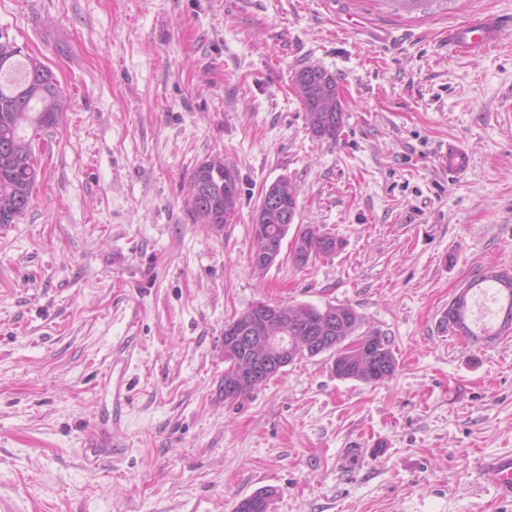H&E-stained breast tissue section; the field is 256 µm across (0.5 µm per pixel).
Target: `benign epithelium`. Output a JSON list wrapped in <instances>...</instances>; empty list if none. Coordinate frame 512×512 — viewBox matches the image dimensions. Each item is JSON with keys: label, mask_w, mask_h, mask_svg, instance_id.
<instances>
[{"label": "benign epithelium", "mask_w": 512, "mask_h": 512, "mask_svg": "<svg viewBox=\"0 0 512 512\" xmlns=\"http://www.w3.org/2000/svg\"><path fill=\"white\" fill-rule=\"evenodd\" d=\"M299 80L306 84L324 85L331 81V74L324 69H310L302 72ZM275 210L280 214L284 228L294 224L297 209L285 207L281 203L280 190L275 184H270L264 191L262 201L255 214L254 236L265 241V246L254 255L255 266L259 269L269 268L280 261L282 243L268 238L265 214ZM321 315L329 318V324L311 320L302 325L306 334V347L313 352H326L336 347L334 330V313L329 307L321 309ZM272 323H288V314L278 305H266L246 319L235 317L224 325V358L229 360L224 370V394L230 395L238 387L247 382L261 383L276 375L293 363L296 351L291 337L269 336L267 330ZM262 344L266 353L260 357L253 354V346ZM237 512H269V500L258 495H249L240 499L236 504Z\"/></svg>", "instance_id": "obj_1"}]
</instances>
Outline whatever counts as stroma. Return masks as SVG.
<instances>
[{"label":"stroma","instance_id":"stroma-1","mask_svg":"<svg viewBox=\"0 0 512 512\" xmlns=\"http://www.w3.org/2000/svg\"><path fill=\"white\" fill-rule=\"evenodd\" d=\"M512 0H0V37L67 110L18 223L0 227V512H512L480 479L512 454V329L441 312L512 272V30L476 56L448 32ZM329 71L343 123L313 136L295 73ZM469 166L451 178L448 142ZM222 155L234 224L191 209ZM336 237L304 267L253 264L263 190ZM347 305L395 374L329 355L224 396V324L252 305Z\"/></svg>","mask_w":512,"mask_h":512}]
</instances>
